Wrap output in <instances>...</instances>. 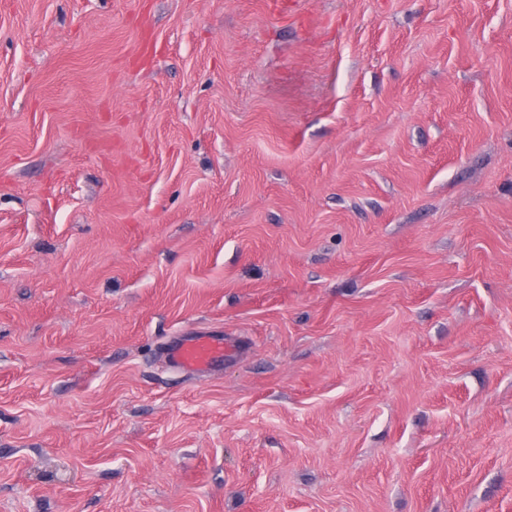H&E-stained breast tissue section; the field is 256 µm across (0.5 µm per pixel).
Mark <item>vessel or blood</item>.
<instances>
[{"mask_svg":"<svg viewBox=\"0 0 512 512\" xmlns=\"http://www.w3.org/2000/svg\"><path fill=\"white\" fill-rule=\"evenodd\" d=\"M238 342L218 336H186L165 347L167 362L173 368L191 374H208L223 362L236 355Z\"/></svg>","mask_w":512,"mask_h":512,"instance_id":"1","label":"vessel or blood"}]
</instances>
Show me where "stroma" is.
<instances>
[{
	"label": "stroma",
	"mask_w": 512,
	"mask_h": 512,
	"mask_svg": "<svg viewBox=\"0 0 512 512\" xmlns=\"http://www.w3.org/2000/svg\"><path fill=\"white\" fill-rule=\"evenodd\" d=\"M0 512H512V0H0ZM240 349L239 342L218 336H186L165 346L167 362L191 374H209Z\"/></svg>",
	"instance_id": "1"
}]
</instances>
